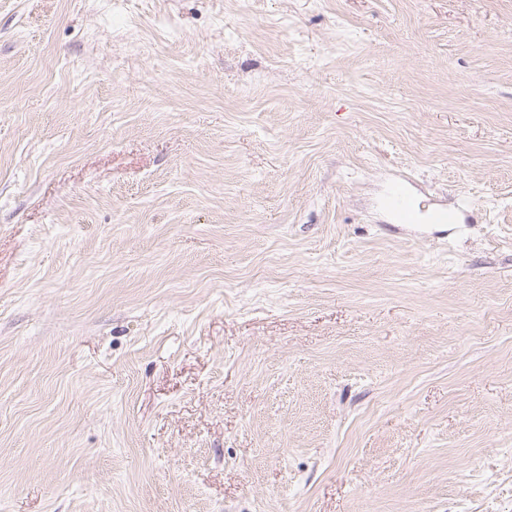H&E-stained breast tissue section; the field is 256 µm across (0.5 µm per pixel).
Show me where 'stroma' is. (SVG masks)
I'll return each mask as SVG.
<instances>
[{
	"label": "stroma",
	"mask_w": 512,
	"mask_h": 512,
	"mask_svg": "<svg viewBox=\"0 0 512 512\" xmlns=\"http://www.w3.org/2000/svg\"><path fill=\"white\" fill-rule=\"evenodd\" d=\"M0 512H512V0H0ZM391 197V218L397 224H462L468 210L448 207L438 208L427 216L415 207L403 184H396L389 194Z\"/></svg>",
	"instance_id": "35a3bbf8"
}]
</instances>
